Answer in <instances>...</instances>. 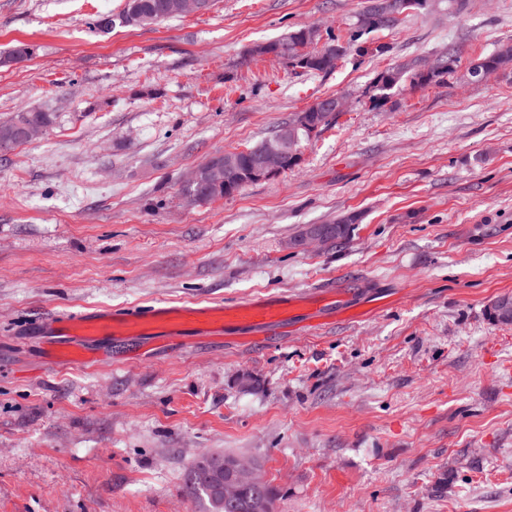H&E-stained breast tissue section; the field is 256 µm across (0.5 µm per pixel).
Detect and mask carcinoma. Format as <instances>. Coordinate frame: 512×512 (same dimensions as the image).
<instances>
[{
	"mask_svg": "<svg viewBox=\"0 0 512 512\" xmlns=\"http://www.w3.org/2000/svg\"><path fill=\"white\" fill-rule=\"evenodd\" d=\"M170 0H125L122 12L116 17L104 16L97 22L101 29H108L116 23L125 26H140L164 21L183 15V10L176 9L160 14V4H166ZM442 0H394L395 9L389 11L387 0H368V4L356 16L355 31L348 37L323 35L315 27H302L287 35L256 44L251 53L256 56L271 55L277 59L288 62L292 69H299L308 74L328 73L344 63L355 49L366 53L384 54L389 51L385 44H377L374 47H357L355 42L359 36L365 33L390 31L396 28L401 21L413 12L434 10L441 7ZM465 67V76L470 83H481L493 75L506 73L512 69V58H506L500 50L485 55H479L462 64L460 53L454 49L446 52L442 64L429 69L425 62L415 58L405 63L391 65L378 74L375 87L386 96L395 89L409 87L411 89L422 88L430 85L444 86L457 78L460 67ZM326 111V99L322 98L307 109L299 112L288 123L278 127L272 134L240 151L228 152L225 155L232 163L231 189L224 190V184L210 182L206 177L209 161L205 160L198 165L201 172V181L198 183L184 184L182 193L184 197L193 203H203L219 197L229 196L248 184L256 182L251 177L257 151L277 145V137L280 132L294 128L296 137L288 139V155L285 159L284 169L288 170L296 166L300 160V147L303 141L311 138L310 130L319 128L323 132L333 127L339 115L331 119L323 120ZM34 121L48 128L54 120L53 113L41 109H22L6 121L0 122V151L10 150L25 143L20 136L22 127L29 121ZM357 217L353 214L342 216L330 224H323L328 240L336 245L345 241L350 232V225L355 223ZM207 464L201 460L194 465L188 476L190 489L206 497L210 506V512H266L259 506L261 499L273 502L275 491L268 486L264 497L255 494L253 488L242 487L240 496L234 503L222 504L217 499L212 484L206 477Z\"/></svg>",
	"mask_w": 512,
	"mask_h": 512,
	"instance_id": "cac0c4a2",
	"label": "carcinoma"
}]
</instances>
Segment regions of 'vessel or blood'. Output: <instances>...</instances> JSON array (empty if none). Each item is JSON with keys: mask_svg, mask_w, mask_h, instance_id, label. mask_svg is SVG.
Segmentation results:
<instances>
[{"mask_svg": "<svg viewBox=\"0 0 512 512\" xmlns=\"http://www.w3.org/2000/svg\"><path fill=\"white\" fill-rule=\"evenodd\" d=\"M337 296L322 293L315 296L311 308L299 326L309 333L317 332L328 314L340 318L362 320L367 310L340 307ZM294 301L288 296L253 299L232 305H132L119 310H78L49 318L43 324L51 341L50 363L59 359L79 365L96 364L103 356V343H137L141 354H149L155 346L172 347L186 352L198 340L224 336L229 327L247 328L244 336L234 337L238 346H252L271 336H284L292 331L291 310Z\"/></svg>", "mask_w": 512, "mask_h": 512, "instance_id": "1", "label": "vessel or blood"}]
</instances>
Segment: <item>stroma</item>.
I'll use <instances>...</instances> for the list:
<instances>
[{"label":"stroma","mask_w":512,"mask_h":512,"mask_svg":"<svg viewBox=\"0 0 512 512\" xmlns=\"http://www.w3.org/2000/svg\"><path fill=\"white\" fill-rule=\"evenodd\" d=\"M365 0H213L102 30L124 0H0V121L52 112L0 153V512H209L202 456L254 460L273 512H512V80L393 91L378 73L512 42V0L408 17L310 75L251 56ZM33 56L8 61L18 43ZM343 94L288 171L203 204L211 155ZM354 213L340 246L300 230ZM333 289L359 322L240 349L213 342L48 365L39 319L91 306L234 303Z\"/></svg>","instance_id":"35a3bbf8"}]
</instances>
